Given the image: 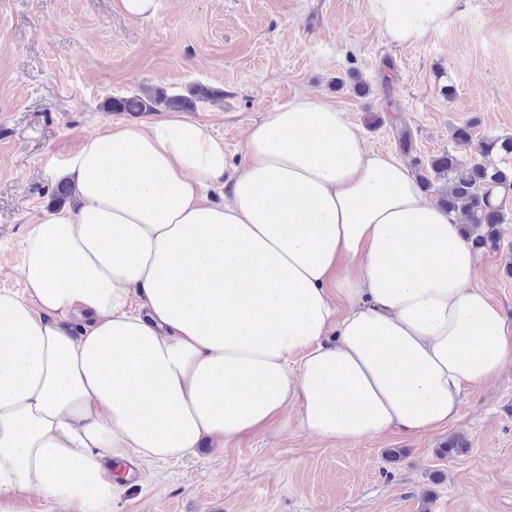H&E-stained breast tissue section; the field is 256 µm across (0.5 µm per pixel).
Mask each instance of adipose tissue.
I'll return each instance as SVG.
<instances>
[{
  "mask_svg": "<svg viewBox=\"0 0 512 512\" xmlns=\"http://www.w3.org/2000/svg\"><path fill=\"white\" fill-rule=\"evenodd\" d=\"M413 46L462 0H369ZM224 142L179 114L105 126L0 289V512H112L115 464L176 462L295 410L354 446L454 421L512 362L460 214L345 111L297 94ZM138 312H131V303ZM83 322L74 333L72 319Z\"/></svg>",
  "mask_w": 512,
  "mask_h": 512,
  "instance_id": "adipose-tissue-1",
  "label": "adipose tissue"
}]
</instances>
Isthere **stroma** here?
<instances>
[{"label":"stroma","instance_id":"1","mask_svg":"<svg viewBox=\"0 0 512 512\" xmlns=\"http://www.w3.org/2000/svg\"><path fill=\"white\" fill-rule=\"evenodd\" d=\"M463 14L406 47L382 36L368 0H158L133 21L113 0H0V289L22 291L17 267L32 221L51 208L69 155L120 113L106 98L201 83L221 99L188 117L223 138L227 175L247 129L304 92L346 111L369 149L411 171L474 139L512 136V0H462ZM359 75L370 92L337 87ZM453 85L452 96L441 86ZM409 130L411 144L400 138ZM501 246L480 253L478 283L512 322V190ZM467 446L442 457L448 437ZM401 457L390 461L389 449ZM112 512H512V365L467 392L459 417L416 435L347 448L304 433L294 414L177 463L142 468Z\"/></svg>","mask_w":512,"mask_h":512}]
</instances>
